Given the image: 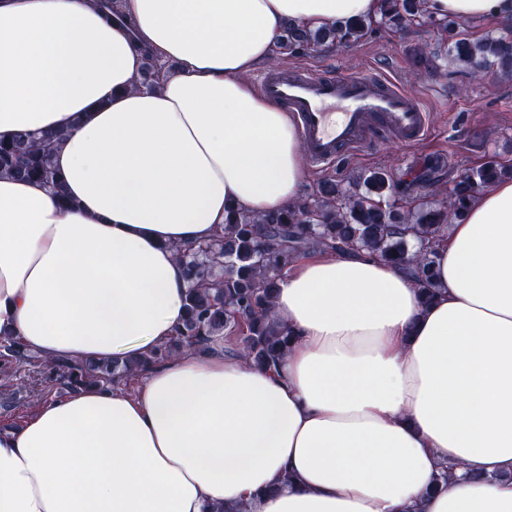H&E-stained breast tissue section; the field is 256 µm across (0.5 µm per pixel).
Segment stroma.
<instances>
[{"label":"stroma","instance_id":"stroma-1","mask_svg":"<svg viewBox=\"0 0 512 512\" xmlns=\"http://www.w3.org/2000/svg\"><path fill=\"white\" fill-rule=\"evenodd\" d=\"M423 48L441 54L438 68L414 66ZM447 52V31L427 23L402 32L381 27L348 47L281 56L283 67L392 78L422 100L431 121L429 135L418 143L383 140L337 163L306 170L302 195H310L328 178L346 183L384 169L411 199L447 190L465 170L486 161L512 165V78L490 73L473 79L448 62ZM39 403L28 369L18 370L9 384H0V427L23 423Z\"/></svg>","mask_w":512,"mask_h":512}]
</instances>
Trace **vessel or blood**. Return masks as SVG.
<instances>
[{
	"label": "vessel or blood",
	"mask_w": 512,
	"mask_h": 512,
	"mask_svg": "<svg viewBox=\"0 0 512 512\" xmlns=\"http://www.w3.org/2000/svg\"><path fill=\"white\" fill-rule=\"evenodd\" d=\"M259 84L263 94L296 117L314 167L384 137L415 143L429 132V115L418 99L375 74L340 77L274 68L260 76Z\"/></svg>",
	"instance_id": "obj_1"
}]
</instances>
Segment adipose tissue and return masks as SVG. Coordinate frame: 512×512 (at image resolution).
I'll use <instances>...</instances> for the list:
<instances>
[{"label":"adipose tissue","instance_id":"ef3b65f1","mask_svg":"<svg viewBox=\"0 0 512 512\" xmlns=\"http://www.w3.org/2000/svg\"><path fill=\"white\" fill-rule=\"evenodd\" d=\"M0 0V139L61 131L74 199L0 177V328L50 359L143 355L185 317L174 248L228 209L298 198L294 117L247 77L290 24L380 0ZM512 17V0H426ZM173 70L139 87L140 46ZM439 291L374 256H299L273 311L275 368L185 352L135 392L87 387L0 429V512H512V179L480 192L437 250ZM458 466L448 485L436 478Z\"/></svg>","mask_w":512,"mask_h":512}]
</instances>
